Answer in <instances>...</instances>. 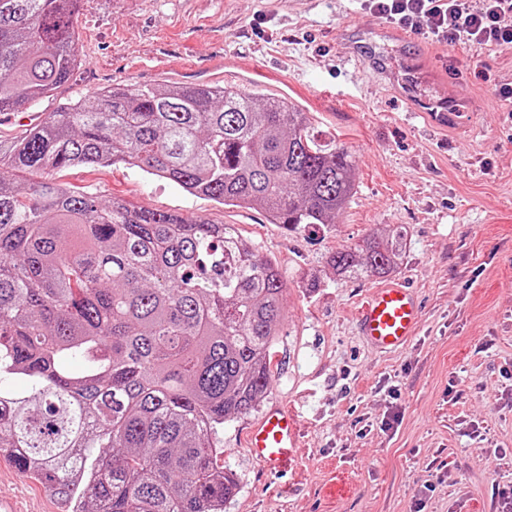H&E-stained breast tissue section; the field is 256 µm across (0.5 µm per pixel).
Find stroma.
<instances>
[{"instance_id": "stroma-1", "label": "stroma", "mask_w": 512, "mask_h": 512, "mask_svg": "<svg viewBox=\"0 0 512 512\" xmlns=\"http://www.w3.org/2000/svg\"><path fill=\"white\" fill-rule=\"evenodd\" d=\"M75 28L82 63L55 99L31 106L35 121L116 84H223L224 57L248 70L238 92L299 104L320 140L352 156L356 192L325 227L274 224L122 163L50 173L102 202L235 225L279 264L271 385L219 435L237 484L224 512H496L512 490V102L498 95L512 85V53L409 33V48L443 79L424 83L397 65L394 81L437 99L456 84L472 110L469 133L456 134L430 131L410 101L345 61L348 41L396 52L390 23L360 0H82ZM399 225L409 236L394 277L416 290L421 324L402 351L384 354L365 346L356 322L379 279L337 280L326 258ZM275 403L299 425L295 458L278 475L245 445ZM1 496L27 512L59 509L9 462Z\"/></svg>"}]
</instances>
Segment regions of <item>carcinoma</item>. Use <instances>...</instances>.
Returning <instances> with one entry per match:
<instances>
[{
  "mask_svg": "<svg viewBox=\"0 0 512 512\" xmlns=\"http://www.w3.org/2000/svg\"><path fill=\"white\" fill-rule=\"evenodd\" d=\"M81 2L0 0V112L68 81ZM116 162L293 227L334 223L351 155L294 103L219 85L99 90L0 138V452L64 512H224L217 436L270 387L283 273L231 224L12 178ZM406 237L327 265L384 278Z\"/></svg>",
  "mask_w": 512,
  "mask_h": 512,
  "instance_id": "obj_1",
  "label": "carcinoma"
}]
</instances>
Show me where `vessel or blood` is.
<instances>
[{
    "label": "vessel or blood",
    "instance_id": "obj_1",
    "mask_svg": "<svg viewBox=\"0 0 512 512\" xmlns=\"http://www.w3.org/2000/svg\"><path fill=\"white\" fill-rule=\"evenodd\" d=\"M406 98L415 100L416 110L427 123L437 129L455 125L458 114L454 102L456 93L447 101L418 97L408 90ZM360 334L366 343L381 352L402 349L416 335L420 324V306L415 293L401 284L387 283L372 289L357 311ZM251 456L266 470L286 471L295 457L297 446L296 422L281 405L270 406L261 420L247 434Z\"/></svg>",
    "mask_w": 512,
    "mask_h": 512
}]
</instances>
